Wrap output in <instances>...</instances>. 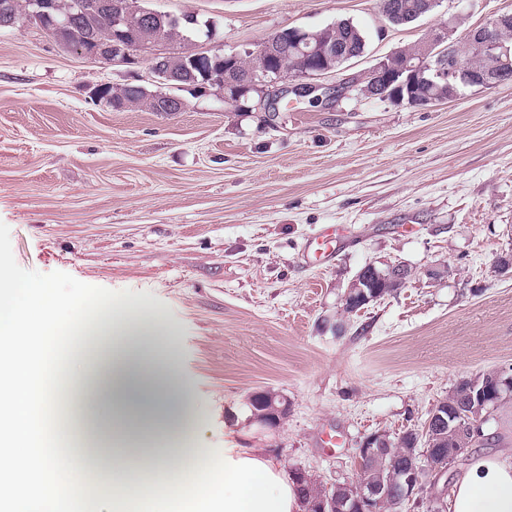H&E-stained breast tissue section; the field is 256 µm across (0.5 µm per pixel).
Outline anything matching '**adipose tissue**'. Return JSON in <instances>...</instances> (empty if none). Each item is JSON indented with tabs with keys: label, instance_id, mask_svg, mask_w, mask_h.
I'll use <instances>...</instances> for the list:
<instances>
[{
	"label": "adipose tissue",
	"instance_id": "ef3b65f1",
	"mask_svg": "<svg viewBox=\"0 0 512 512\" xmlns=\"http://www.w3.org/2000/svg\"><path fill=\"white\" fill-rule=\"evenodd\" d=\"M79 329L85 341L75 370L52 394L43 380L61 329ZM175 341L160 315L94 298L60 307L49 285L14 278L0 267V447L22 453L24 481L0 472V512H62L67 484L57 430L42 409L52 401L68 438L93 432L117 444L110 512H132L125 482L136 474L154 488L161 464L173 467L164 512H304L295 484L260 448H228L199 473L177 465L193 438L186 389L175 369ZM168 447L141 448L156 428ZM450 512H512V450L474 459L454 480Z\"/></svg>",
	"mask_w": 512,
	"mask_h": 512
}]
</instances>
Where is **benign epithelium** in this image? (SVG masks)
<instances>
[{"label": "benign epithelium", "mask_w": 512, "mask_h": 512, "mask_svg": "<svg viewBox=\"0 0 512 512\" xmlns=\"http://www.w3.org/2000/svg\"><path fill=\"white\" fill-rule=\"evenodd\" d=\"M172 18V13L154 11L133 21L119 15L112 28L111 40H98L89 36L85 41L73 45V48L89 58H109L115 63L136 66L142 61V53L163 42V25ZM511 19L512 12H504L487 24L471 29L465 40L466 52L475 55L497 48L499 42L496 39V32L501 24ZM286 33L292 41L294 51L300 54L301 58L311 62V72L294 71L293 64L288 61V54L280 47L279 39L282 32L279 31L267 38L260 47L262 55L269 63V69L264 72V79L257 82L253 75L240 73V57L236 53H231L224 55L223 71L209 73V84L203 85V89L215 87L218 91L224 92L226 100L240 95L245 96L248 92L256 90L259 92V100L254 109L259 112H265L277 105L290 92L307 96L319 90V86L306 82V79L335 71L336 62L341 60V57L337 56L336 51L329 45L312 40V34L305 29L291 27ZM400 52L401 49L398 48L386 55L362 78L364 82L372 80L371 96L422 107L452 101L461 95L463 88L476 85L480 89H490L512 81V77L508 75L477 78L472 73L470 65L462 61L460 46L458 40L453 38L451 28L440 32L436 45L426 47L416 62L399 61ZM161 56L163 53L157 51L147 56L151 72L168 86L181 87L183 77L178 73L164 70ZM430 74L448 84V95L428 100L415 95L413 89L427 82ZM158 107L161 112H183L186 109V102L178 95L167 94L160 97ZM379 297L377 289L367 290L358 280L350 282L344 295V299L352 298L361 305L375 301ZM502 383H512V376L506 369L498 371L491 383L486 379H474L465 388L466 401L475 410L483 408L496 397L493 387H498ZM432 423L438 424L441 428L447 425L452 430L478 436L482 433L484 421H471L462 429L458 425L450 424L448 414L441 411V404L438 403L432 408L427 420V424ZM386 443L387 438L382 433L365 436L356 452V479L325 486V495L315 507V512H336V493L332 492V489L343 487L351 490V494L347 495L351 500L349 512H378L377 505L385 495L377 487L365 490L361 478L364 469L379 454L387 451ZM447 472L448 468L435 464L425 457L420 463L402 470L397 475L400 502L408 508V512H417L423 506L428 512H444L448 508V487H439L440 480Z\"/></svg>", "instance_id": "obj_1"}]
</instances>
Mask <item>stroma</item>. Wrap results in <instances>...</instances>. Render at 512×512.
<instances>
[{
  "mask_svg": "<svg viewBox=\"0 0 512 512\" xmlns=\"http://www.w3.org/2000/svg\"><path fill=\"white\" fill-rule=\"evenodd\" d=\"M216 27L200 51L256 49L288 27L339 20L363 55L315 77L335 87L461 17L457 39L512 0H440L406 26L379 0H143ZM160 88L147 63L93 62L23 22L0 29V264L54 288L156 311L175 336L196 444L262 448L322 483L356 477L368 434L422 428L461 379L512 367V83L424 107L350 92L244 112L182 89L183 112L116 110L101 85ZM334 228V258L315 241ZM402 263L404 288L342 319L369 263ZM288 400L255 422L252 393ZM330 432L341 448L319 439ZM64 512L111 483L75 463Z\"/></svg>",
  "mask_w": 512,
  "mask_h": 512,
  "instance_id": "stroma-1",
  "label": "stroma"
}]
</instances>
